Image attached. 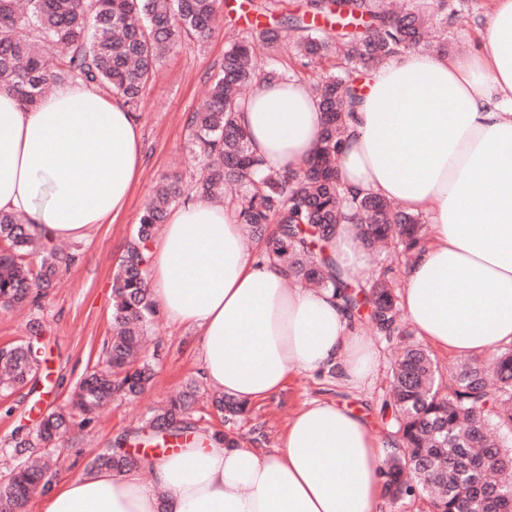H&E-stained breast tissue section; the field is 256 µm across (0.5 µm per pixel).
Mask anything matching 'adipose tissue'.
<instances>
[{
  "label": "adipose tissue",
  "mask_w": 512,
  "mask_h": 512,
  "mask_svg": "<svg viewBox=\"0 0 512 512\" xmlns=\"http://www.w3.org/2000/svg\"><path fill=\"white\" fill-rule=\"evenodd\" d=\"M476 52L403 53L368 71L343 135L339 175L429 219L403 267L402 307L419 336L457 355L512 343V0H490ZM265 170L307 161L324 117L295 78L254 85L237 115ZM142 163L135 113L83 83L36 108L0 90V211L51 240L88 237L123 213ZM330 252L366 282L361 243L338 225ZM149 289L165 315L201 336L207 384L249 404L291 373L335 369L359 390L378 352L332 292L290 281L247 245L231 208L198 197L174 209L151 245ZM388 447L357 414L313 400L275 448L194 432L137 473H80L45 512H380Z\"/></svg>",
  "instance_id": "obj_1"
}]
</instances>
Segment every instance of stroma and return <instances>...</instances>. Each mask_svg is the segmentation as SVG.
<instances>
[{
  "label": "stroma",
  "mask_w": 512,
  "mask_h": 512,
  "mask_svg": "<svg viewBox=\"0 0 512 512\" xmlns=\"http://www.w3.org/2000/svg\"><path fill=\"white\" fill-rule=\"evenodd\" d=\"M489 10L490 0H466L462 12L449 18L447 28L438 30V39L448 42L449 54L476 50L477 35L489 22ZM245 11L246 0H223L218 30L207 43L181 42L160 61L137 108L143 133V169L131 188L126 211L98 225L90 237L70 241L77 261L48 288L39 308H0V348L27 341L32 325L41 327L37 385L16 390L0 387V476L14 463L4 449L6 442L15 433L35 429L48 410L65 405L70 389L97 360L111 333L112 276L154 186L165 177L181 178L186 185L197 177L198 164L189 149L188 118L204 106L229 36L245 31ZM357 320L380 353L371 385L352 391L327 371L292 373L284 391L251 404L246 420L235 428L242 443L255 448L278 447L289 417L317 398L354 408L366 417L380 440L392 443L393 414L384 407L386 377L402 341L377 335L366 315H358ZM152 336L160 345L161 357L150 389L133 401H113L90 426L74 429L58 440L55 451L63 464L53 474V483L84 472L94 453L111 447L125 433L143 429L150 408L162 405L189 379L201 378L196 329L173 323L161 313Z\"/></svg>",
  "instance_id": "obj_1"
}]
</instances>
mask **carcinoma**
<instances>
[{
  "instance_id": "cac0c4a2",
  "label": "carcinoma",
  "mask_w": 512,
  "mask_h": 512,
  "mask_svg": "<svg viewBox=\"0 0 512 512\" xmlns=\"http://www.w3.org/2000/svg\"><path fill=\"white\" fill-rule=\"evenodd\" d=\"M277 6V0H251L256 17L271 22L230 37L207 106L190 118L191 149L206 171L192 192L232 206L237 223L265 241L263 256L291 279L332 291L347 311L369 307V320L382 336H408L391 270L358 290L326 253V244L336 225L354 224L367 247L386 241L408 259L422 245L420 215L376 195L348 199L336 161L347 113L354 111L352 72L426 45L428 26L420 11L394 13L385 0H306L300 16L279 15ZM218 8L219 0H26L22 7L0 0V89L32 109L47 84L78 81L135 109L167 53L183 40L205 43L213 36ZM290 31L297 33L296 57L303 67L332 56L339 63L313 85L326 120L306 166L267 173L237 112L256 81L283 77L274 66L262 68L254 46L262 45L274 61ZM184 195L179 179L160 182L127 241L112 278V336L70 396L82 426L106 400L136 398L152 381L153 365L139 358L156 313L148 288L151 244ZM34 252L41 253L35 266L26 260ZM73 261L36 225L0 212L1 307L38 304L42 290ZM34 355L27 343L1 348L4 384L23 385L39 365ZM195 390L189 384L162 413L150 415L149 429L173 436L189 428L185 413ZM391 393L398 446L383 467L385 495L425 494L434 512H512V448L492 439L495 431H512V348L473 357L446 381L429 353L411 342L392 367ZM213 404L228 422L246 410L225 395ZM70 425V414L51 412L37 438L48 441ZM126 441L121 436L96 454L90 471L120 473L144 465L149 455H129ZM48 470L22 463L10 471L0 484V512H26L35 492H49Z\"/></svg>"
}]
</instances>
